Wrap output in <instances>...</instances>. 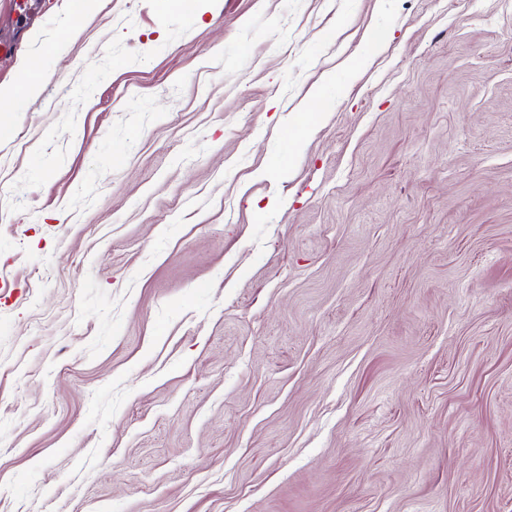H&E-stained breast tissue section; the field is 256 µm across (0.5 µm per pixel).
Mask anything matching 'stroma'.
<instances>
[{
    "instance_id": "stroma-1",
    "label": "stroma",
    "mask_w": 512,
    "mask_h": 512,
    "mask_svg": "<svg viewBox=\"0 0 512 512\" xmlns=\"http://www.w3.org/2000/svg\"><path fill=\"white\" fill-rule=\"evenodd\" d=\"M0 40V512H512V0ZM40 75L30 71L23 75L19 82L13 86L0 85V112H9L7 106L21 96L33 93L40 84Z\"/></svg>"
}]
</instances>
